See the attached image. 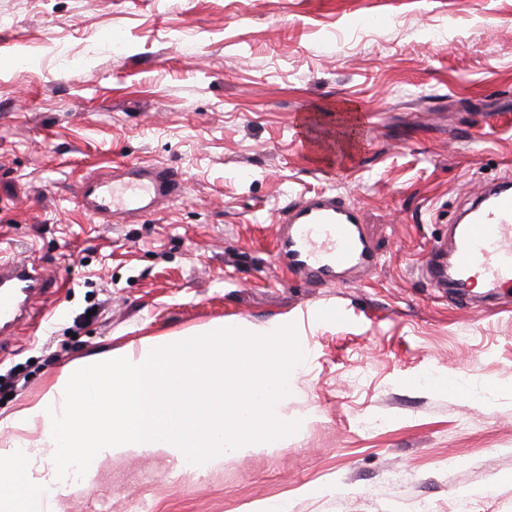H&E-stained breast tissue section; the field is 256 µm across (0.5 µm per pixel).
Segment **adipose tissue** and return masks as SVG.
I'll list each match as a JSON object with an SVG mask.
<instances>
[{"instance_id":"1","label":"adipose tissue","mask_w":512,"mask_h":512,"mask_svg":"<svg viewBox=\"0 0 512 512\" xmlns=\"http://www.w3.org/2000/svg\"><path fill=\"white\" fill-rule=\"evenodd\" d=\"M302 353L287 325L163 336L74 361L0 425V512H52L113 454L162 448L204 472L302 431L280 411Z\"/></svg>"}]
</instances>
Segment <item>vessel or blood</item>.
Segmentation results:
<instances>
[{"label": "vessel or blood", "mask_w": 512, "mask_h": 512, "mask_svg": "<svg viewBox=\"0 0 512 512\" xmlns=\"http://www.w3.org/2000/svg\"><path fill=\"white\" fill-rule=\"evenodd\" d=\"M177 172L134 166L104 179L88 175L78 196L93 213L137 215L180 194ZM276 256L297 277L313 281L339 273L367 271L376 262L359 208L322 191L291 203L281 218ZM482 279L497 288L512 287V183L485 190L468 210L467 222L449 239L437 242L422 274L437 287L449 272ZM45 286L38 266L26 259L0 260V333L20 322Z\"/></svg>", "instance_id": "vessel-or-blood-1"}]
</instances>
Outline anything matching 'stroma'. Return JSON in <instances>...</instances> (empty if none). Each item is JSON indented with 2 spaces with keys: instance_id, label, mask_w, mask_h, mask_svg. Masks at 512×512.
I'll list each match as a JSON object with an SVG mask.
<instances>
[{
  "instance_id": "obj_1",
  "label": "stroma",
  "mask_w": 512,
  "mask_h": 512,
  "mask_svg": "<svg viewBox=\"0 0 512 512\" xmlns=\"http://www.w3.org/2000/svg\"><path fill=\"white\" fill-rule=\"evenodd\" d=\"M0 15V257L49 277L0 335V419L73 361L217 320L284 323L305 349L282 411L306 425L286 447L194 474L116 454L58 512L461 497L512 512V292L460 304L420 271L459 208L512 174V0H0ZM348 120L357 149L327 159L317 141ZM122 164L184 189L102 223L77 179ZM328 189L363 211L379 263L312 284L273 240L282 209Z\"/></svg>"
}]
</instances>
